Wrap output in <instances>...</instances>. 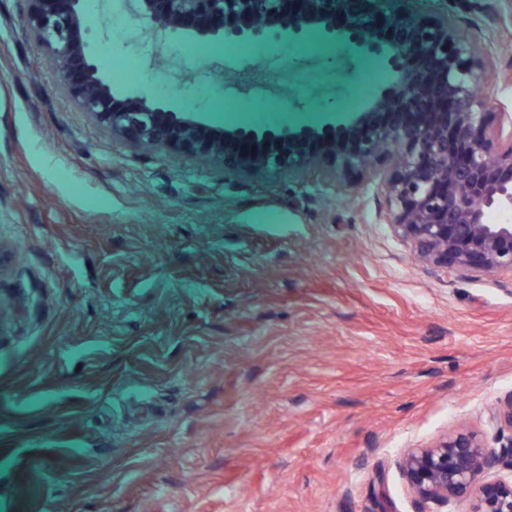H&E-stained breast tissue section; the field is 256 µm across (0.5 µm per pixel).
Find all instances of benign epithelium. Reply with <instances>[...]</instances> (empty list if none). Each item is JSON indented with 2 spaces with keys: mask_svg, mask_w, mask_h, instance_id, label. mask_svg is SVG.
Wrapping results in <instances>:
<instances>
[{
  "mask_svg": "<svg viewBox=\"0 0 512 512\" xmlns=\"http://www.w3.org/2000/svg\"><path fill=\"white\" fill-rule=\"evenodd\" d=\"M22 24L52 54L58 78L82 109L141 145L221 159L235 170H300L331 162L335 174L390 160L376 191L377 219L390 225L422 261L443 267L512 274V224H491L488 213L512 211V113L492 116L480 89L512 87V67L497 50L456 21L458 0H132L148 28L200 39H250L269 30L302 33L322 26L364 42L390 73L340 127L224 129L173 112L144 97L120 94L88 57L82 0H32ZM503 442L488 447L467 429L411 448L401 470L427 512L469 502L467 512H512V394L492 410Z\"/></svg>",
  "mask_w": 512,
  "mask_h": 512,
  "instance_id": "7a95c632",
  "label": "benign epithelium"
}]
</instances>
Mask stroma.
I'll return each instance as SVG.
<instances>
[{"label":"stroma","instance_id":"35a3bbf8","mask_svg":"<svg viewBox=\"0 0 512 512\" xmlns=\"http://www.w3.org/2000/svg\"><path fill=\"white\" fill-rule=\"evenodd\" d=\"M0 0V512H420L406 449L459 427L496 446L512 394V276L420 262L378 223L376 169L234 171L113 134ZM87 52L114 90L218 127L345 119L375 56L323 28L182 34ZM512 0L457 20L512 66Z\"/></svg>","mask_w":512,"mask_h":512}]
</instances>
